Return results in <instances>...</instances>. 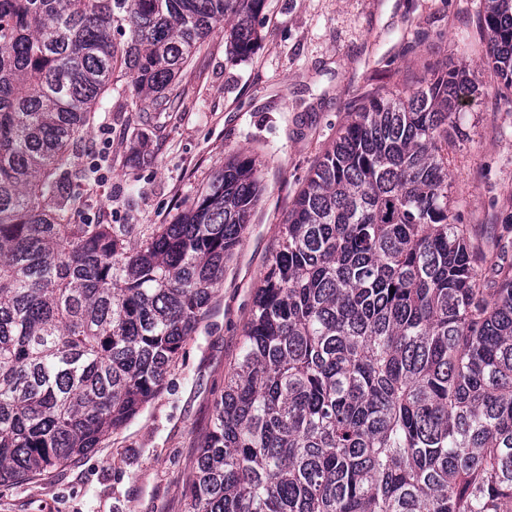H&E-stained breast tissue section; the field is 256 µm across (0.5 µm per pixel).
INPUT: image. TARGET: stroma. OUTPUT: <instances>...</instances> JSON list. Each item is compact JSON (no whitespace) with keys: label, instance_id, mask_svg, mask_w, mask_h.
<instances>
[{"label":"stroma","instance_id":"stroma-1","mask_svg":"<svg viewBox=\"0 0 512 512\" xmlns=\"http://www.w3.org/2000/svg\"><path fill=\"white\" fill-rule=\"evenodd\" d=\"M482 16L483 0H264L254 51L226 62L214 31L176 80L173 110L131 125V98L113 96L86 136L99 179L73 187L84 219L173 223L239 153L260 166V201L155 397L92 453L0 485V512H184L254 292L311 169L368 91L414 83L429 63L491 80ZM455 142L460 219L512 258V105L481 99Z\"/></svg>","mask_w":512,"mask_h":512}]
</instances>
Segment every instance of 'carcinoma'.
<instances>
[{"instance_id": "cac0c4a2", "label": "carcinoma", "mask_w": 512, "mask_h": 512, "mask_svg": "<svg viewBox=\"0 0 512 512\" xmlns=\"http://www.w3.org/2000/svg\"><path fill=\"white\" fill-rule=\"evenodd\" d=\"M263 0H0V483L82 457L161 389L261 195L241 154L173 224L82 219L74 180L112 76L166 110L204 39L252 52ZM494 80L425 66L368 92L317 161L255 291L186 512H512V261L459 222L450 130L512 104V0H484Z\"/></svg>"}]
</instances>
